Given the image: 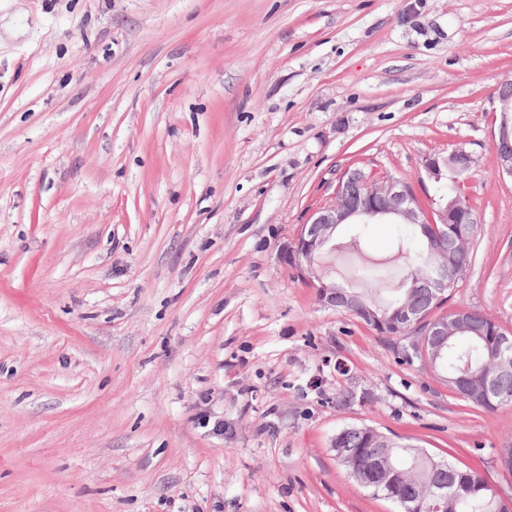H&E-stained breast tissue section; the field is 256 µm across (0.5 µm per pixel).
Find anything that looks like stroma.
<instances>
[{
    "mask_svg": "<svg viewBox=\"0 0 512 512\" xmlns=\"http://www.w3.org/2000/svg\"><path fill=\"white\" fill-rule=\"evenodd\" d=\"M510 79L512 0H0V512H397L338 461L350 426L511 501L512 404L398 363L283 255L346 168L416 187L460 145L442 310L512 329ZM403 232L340 226L322 262L362 287ZM495 102L494 112L499 114V124L492 145L497 171L499 175L512 179V95L496 96Z\"/></svg>",
    "mask_w": 512,
    "mask_h": 512,
    "instance_id": "stroma-1",
    "label": "stroma"
}]
</instances>
